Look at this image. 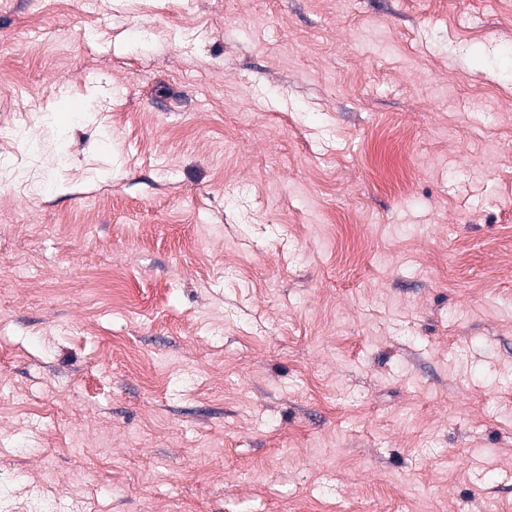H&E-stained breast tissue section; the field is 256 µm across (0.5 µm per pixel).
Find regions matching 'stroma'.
<instances>
[{
	"label": "stroma",
	"instance_id": "35a3bbf8",
	"mask_svg": "<svg viewBox=\"0 0 512 512\" xmlns=\"http://www.w3.org/2000/svg\"><path fill=\"white\" fill-rule=\"evenodd\" d=\"M83 10L0 0V512H512V0Z\"/></svg>",
	"mask_w": 512,
	"mask_h": 512
}]
</instances>
